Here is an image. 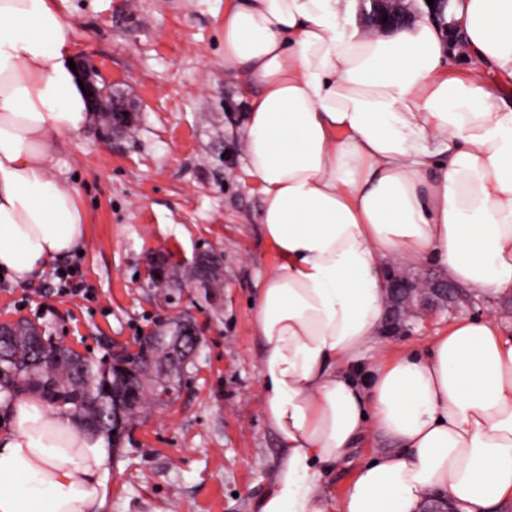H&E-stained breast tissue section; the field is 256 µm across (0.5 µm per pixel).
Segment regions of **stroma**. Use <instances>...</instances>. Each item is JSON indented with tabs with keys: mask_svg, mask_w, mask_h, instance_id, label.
I'll list each match as a JSON object with an SVG mask.
<instances>
[{
	"mask_svg": "<svg viewBox=\"0 0 512 512\" xmlns=\"http://www.w3.org/2000/svg\"><path fill=\"white\" fill-rule=\"evenodd\" d=\"M75 58L97 65L115 99L138 114L128 132L101 122L61 136L52 174L70 182L87 215L77 266L88 297L63 294L52 271L0 279V318H25L66 346L103 356L181 315L201 329L172 405L141 416L131 440L109 450L105 512H251L271 483L278 440L262 410L249 301L276 262L258 221L260 195L244 170L246 98L224 72V0H65ZM188 263L220 257L224 286L147 287L160 253ZM512 322V302L473 297L398 322L388 306L385 350L422 347L455 319Z\"/></svg>",
	"mask_w": 512,
	"mask_h": 512,
	"instance_id": "stroma-1",
	"label": "stroma"
}]
</instances>
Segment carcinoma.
Returning a JSON list of instances; mask_svg holds the SVG:
<instances>
[{"label":"carcinoma","instance_id":"1","mask_svg":"<svg viewBox=\"0 0 512 512\" xmlns=\"http://www.w3.org/2000/svg\"><path fill=\"white\" fill-rule=\"evenodd\" d=\"M220 288L223 274L218 272L205 282L198 278L195 264L171 265L158 282L149 288L172 285ZM186 319L178 316L154 332L148 360L141 361L134 373L112 365V355L98 360L83 357L71 348L52 341L45 330L26 319L19 320L0 338V405L9 404L16 395L37 392L51 408L77 416L85 427L112 441V429L124 422L133 425L149 406L160 403L157 392L182 369L176 343ZM142 390V399L130 405L118 403L132 385Z\"/></svg>","mask_w":512,"mask_h":512}]
</instances>
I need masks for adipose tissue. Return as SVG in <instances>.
<instances>
[{
	"label": "adipose tissue",
	"instance_id": "ef3b65f1",
	"mask_svg": "<svg viewBox=\"0 0 512 512\" xmlns=\"http://www.w3.org/2000/svg\"><path fill=\"white\" fill-rule=\"evenodd\" d=\"M351 0H225L224 71L249 97L244 166L277 262L257 283L263 412L279 458L255 512H461L512 503V328L461 318L389 356V265L428 264L512 297V0H451L465 76L431 18L383 32ZM58 0H0V273L26 282L80 244L87 216L51 175L91 109ZM0 432V512H102L99 436L29 392ZM383 441L341 496L326 472Z\"/></svg>",
	"mask_w": 512,
	"mask_h": 512
}]
</instances>
